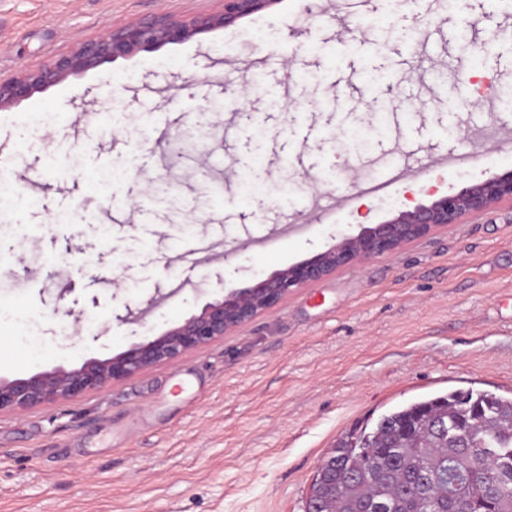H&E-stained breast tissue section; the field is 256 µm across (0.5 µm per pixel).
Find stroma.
Segmentation results:
<instances>
[{"instance_id": "1", "label": "stroma", "mask_w": 512, "mask_h": 512, "mask_svg": "<svg viewBox=\"0 0 512 512\" xmlns=\"http://www.w3.org/2000/svg\"><path fill=\"white\" fill-rule=\"evenodd\" d=\"M220 0H0V76ZM421 40L422 60L409 49ZM512 0H281L0 110V378L107 359L399 212L512 171ZM38 112L58 114L41 126ZM481 148L324 220L404 138ZM209 179L199 177L201 162ZM120 177L111 192L94 178ZM295 215L276 252L246 247ZM204 238L222 259L177 262ZM512 397V207L290 294L233 335L0 417V512H305L341 441L456 390Z\"/></svg>"}]
</instances>
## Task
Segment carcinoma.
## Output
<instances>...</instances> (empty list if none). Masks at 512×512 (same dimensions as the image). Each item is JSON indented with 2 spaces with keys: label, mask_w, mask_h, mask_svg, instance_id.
I'll return each mask as SVG.
<instances>
[{
  "label": "carcinoma",
  "mask_w": 512,
  "mask_h": 512,
  "mask_svg": "<svg viewBox=\"0 0 512 512\" xmlns=\"http://www.w3.org/2000/svg\"><path fill=\"white\" fill-rule=\"evenodd\" d=\"M442 418L436 433L427 418ZM479 426L477 436L512 448V398L456 391L445 397L412 403L382 416L375 428L333 450L323 470L350 465L366 479L346 485L327 512H349L355 503L364 512L380 500L391 512H512V458H490L461 447L464 432ZM459 470L456 499H448L443 480Z\"/></svg>",
  "instance_id": "carcinoma-1"
}]
</instances>
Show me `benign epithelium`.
<instances>
[{
    "label": "benign epithelium",
    "instance_id": "7a95c632",
    "mask_svg": "<svg viewBox=\"0 0 512 512\" xmlns=\"http://www.w3.org/2000/svg\"><path fill=\"white\" fill-rule=\"evenodd\" d=\"M279 0H222L219 11L194 17L159 14L129 22L76 43L67 53L38 67H21L0 79V110L8 109L50 85L97 68L119 57H132L166 44H180L212 30L234 26L243 18L266 11ZM512 204V171L452 193L428 205L401 212L356 234L338 232L335 243L314 256L291 264L246 288H226L222 300L163 333L145 338L127 351L105 360L90 359L80 367L56 368L27 378H0V415L17 414L43 404L63 403L100 391L158 363L176 360L222 339L256 316L275 310L295 289L315 283L343 268L393 253L404 245L451 224L481 216L502 203ZM319 493L336 497L342 484L319 475Z\"/></svg>",
    "mask_w": 512,
    "mask_h": 512
}]
</instances>
